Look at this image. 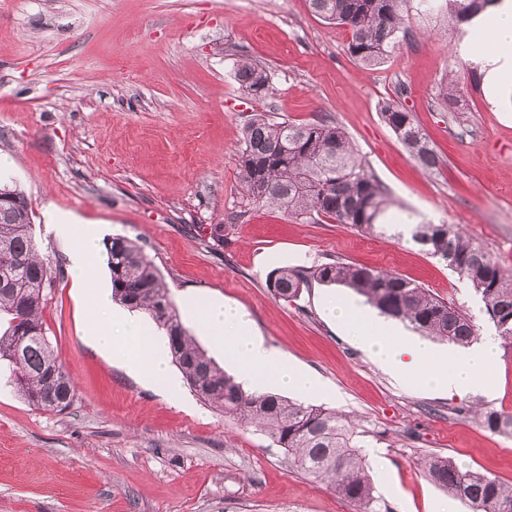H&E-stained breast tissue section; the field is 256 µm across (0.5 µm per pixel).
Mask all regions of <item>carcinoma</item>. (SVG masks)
<instances>
[{
	"label": "carcinoma",
	"instance_id": "carcinoma-1",
	"mask_svg": "<svg viewBox=\"0 0 512 512\" xmlns=\"http://www.w3.org/2000/svg\"><path fill=\"white\" fill-rule=\"evenodd\" d=\"M496 0H310L315 14L352 31L347 50L362 66L383 65L409 34V12L437 16L450 27L472 25ZM234 78L254 100L274 94L271 76L252 59L234 64ZM463 87L457 71L442 81L440 107L459 111ZM385 124L423 168L435 169L440 158L427 134L400 100L380 105ZM238 169L247 202L271 204L303 220L350 224L367 233L403 236L394 202L367 170L344 130L332 120L295 123L266 112L252 115L238 149ZM0 362L8 365L11 383L29 404L57 412L70 407L75 387L60 355L45 335L42 313L52 286L50 262L38 254L31 209L17 185L0 180ZM411 240L467 280L480 295L499 336L512 345V272L468 238L456 224H418ZM112 299L147 313L166 332L173 360L189 386L224 416L260 427L284 450L288 465L319 480L359 506L360 512H383L375 495L350 423L335 412L271 393H248L196 345L178 317L169 288L141 246L125 236L108 248ZM342 285L363 296L387 317L451 344L468 346L477 339L471 316L396 273L339 261L308 270L278 268L270 288L275 296L298 297L309 282ZM481 425L494 434L512 435V415L487 410ZM423 471L430 481L465 502L471 512H512V486L451 459L427 456Z\"/></svg>",
	"mask_w": 512,
	"mask_h": 512
}]
</instances>
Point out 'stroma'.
<instances>
[{"label": "stroma", "mask_w": 512, "mask_h": 512, "mask_svg": "<svg viewBox=\"0 0 512 512\" xmlns=\"http://www.w3.org/2000/svg\"><path fill=\"white\" fill-rule=\"evenodd\" d=\"M409 26L393 56L367 69L347 52L350 31L308 0H0V174L25 193L56 272L43 319L76 389L69 408L45 411L0 374V512H358L328 482L290 469L260 429L187 386L173 402L93 348V311L70 286L51 211L143 246L181 319L188 294L247 310L267 346L318 377L308 404L361 430L388 512H470L425 476L429 454L512 483V436L476 417L512 414L511 346L499 347L492 395L407 388L325 317V301L351 289L314 283L286 302L269 278L336 259L390 270L466 311L482 336L494 325L473 287L408 239L243 203L237 154L251 114L327 116L398 216L460 225L512 268V84L493 95L461 70L462 111H440L437 88L472 34L415 15ZM242 56L267 69L271 98L240 90ZM396 97L426 131L438 170L422 168L383 122L380 103Z\"/></svg>", "instance_id": "stroma-1"}]
</instances>
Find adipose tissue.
I'll list each match as a JSON object with an SVG mask.
<instances>
[{
  "label": "adipose tissue",
  "instance_id": "ef3b65f1",
  "mask_svg": "<svg viewBox=\"0 0 512 512\" xmlns=\"http://www.w3.org/2000/svg\"><path fill=\"white\" fill-rule=\"evenodd\" d=\"M488 30V41L462 43L459 53L463 59L481 62L492 79L512 80V0H499L491 8ZM53 232L59 241L70 244L71 283L85 292L96 310L89 326L91 344L98 351L111 354L130 373L162 386L170 398L179 399L181 381L170 368L165 338L146 319L114 309L109 292L93 277L103 228L59 215L54 219ZM186 307L196 329L223 346L238 368V380L244 389L272 386L304 397L319 392L318 379L290 364L280 351L266 346L256 336L249 314L237 304L192 298ZM324 313L404 386L456 393L490 386L497 355L493 335L482 336L464 353L442 357L428 340L398 338L389 332L385 322H368L362 306L351 299H328Z\"/></svg>",
  "mask_w": 512,
  "mask_h": 512
}]
</instances>
